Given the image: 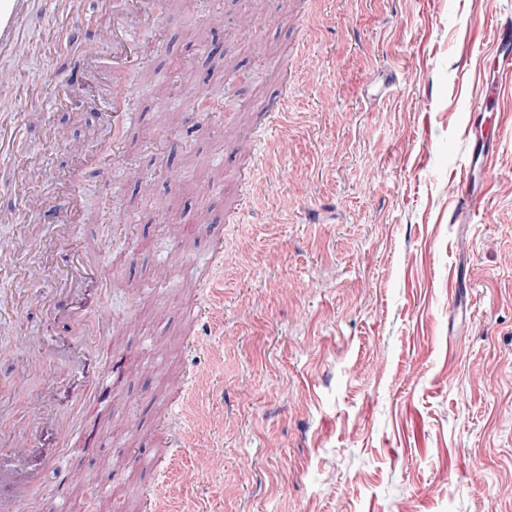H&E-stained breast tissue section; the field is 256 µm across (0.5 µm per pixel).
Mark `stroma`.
Returning <instances> with one entry per match:
<instances>
[{"mask_svg":"<svg viewBox=\"0 0 512 512\" xmlns=\"http://www.w3.org/2000/svg\"><path fill=\"white\" fill-rule=\"evenodd\" d=\"M161 10L145 62L95 103L82 88L108 69L75 78L54 34L84 14L35 5L26 65L0 57V113L24 112L43 156L30 195L85 182L83 223L43 228L37 268L4 288L0 449L37 445L23 465L43 475L20 512H143L153 488L160 512H512V94L478 221L453 203L512 0ZM117 106L131 118L94 160ZM73 249L103 334L36 301ZM91 342L101 388L80 404L66 351ZM105 478L111 498L89 500Z\"/></svg>","mask_w":512,"mask_h":512,"instance_id":"obj_1","label":"stroma"}]
</instances>
